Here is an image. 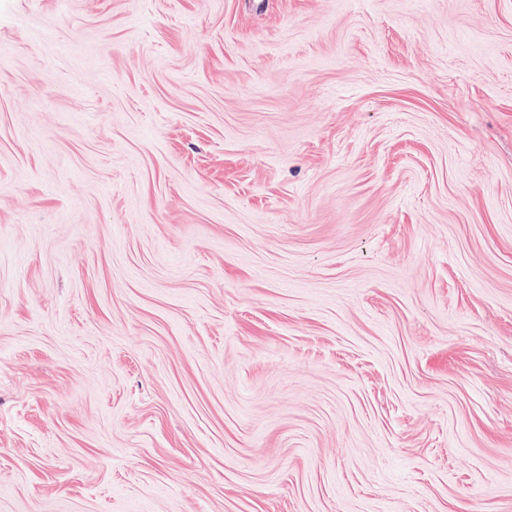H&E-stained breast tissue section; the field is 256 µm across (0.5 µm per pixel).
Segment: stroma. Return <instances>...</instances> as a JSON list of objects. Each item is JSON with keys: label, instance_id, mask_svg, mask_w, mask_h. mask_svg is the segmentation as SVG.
Returning a JSON list of instances; mask_svg holds the SVG:
<instances>
[{"label": "stroma", "instance_id": "obj_1", "mask_svg": "<svg viewBox=\"0 0 512 512\" xmlns=\"http://www.w3.org/2000/svg\"><path fill=\"white\" fill-rule=\"evenodd\" d=\"M0 512H512V0H0Z\"/></svg>", "mask_w": 512, "mask_h": 512}]
</instances>
